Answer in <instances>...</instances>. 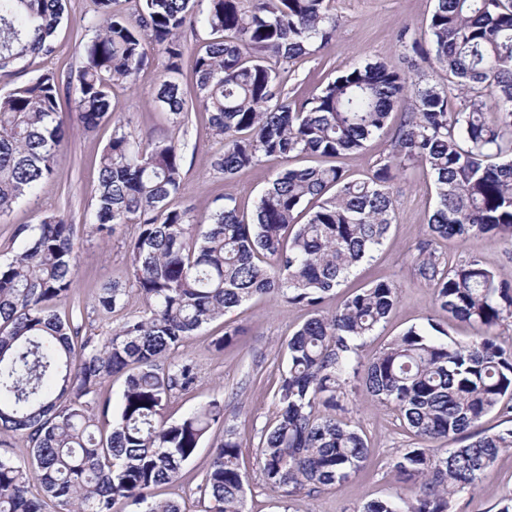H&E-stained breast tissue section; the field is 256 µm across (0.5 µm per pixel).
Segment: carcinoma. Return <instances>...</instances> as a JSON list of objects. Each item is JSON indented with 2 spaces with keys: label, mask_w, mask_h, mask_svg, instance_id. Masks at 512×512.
<instances>
[{
  "label": "carcinoma",
  "mask_w": 512,
  "mask_h": 512,
  "mask_svg": "<svg viewBox=\"0 0 512 512\" xmlns=\"http://www.w3.org/2000/svg\"><path fill=\"white\" fill-rule=\"evenodd\" d=\"M119 2L94 0L71 114L86 133L113 121L86 226L102 241L135 226L127 256L143 310L103 341L81 336L83 311L72 300L75 225L48 214L19 227L21 250L0 263V512H45L49 502L54 512H123L119 504L184 512L156 490L177 482L209 430L224 422V404L213 399L179 421L163 420L173 394L197 377L177 351L203 326L267 293L314 315L288 340L278 419L259 437L264 485L291 497L357 476L369 448L333 413L361 389L394 406L418 440L391 457L414 499L371 500L361 512H453L454 497L475 490L512 449V346L495 332L512 318V276L476 256L450 265L433 247L438 237H512V0H434L425 23L400 33L401 42L413 34L414 53L433 57L445 85L367 62L293 104L265 57L289 63L331 42V0H134L131 18ZM64 12V0H0V74L52 54ZM198 23L214 38L194 49L196 84L187 97L177 81L180 33ZM155 50L167 58L155 102L176 124L192 110L209 113L222 144L213 167L224 177L267 157L323 163L277 172L248 221L231 196L204 216L172 206L183 181L179 142L136 139L111 110L112 87L135 84ZM457 94L460 109L451 105ZM408 95L412 112L392 131V110ZM71 129L50 72L0 94V219L58 177ZM389 130L391 151L371 177L353 179L329 163ZM414 166L436 189L414 274L434 288V305L474 334L448 340L444 324L429 319L365 364L357 341L387 321L397 285L373 282L329 314L320 305L381 246L396 219L391 184ZM125 296L105 284L99 307L113 312ZM119 374L122 403L110 417L99 388ZM493 412L500 428L469 433ZM20 435L31 446L23 463L8 452V438ZM459 439L467 444L442 446ZM240 456L234 430L224 429L202 485L208 512H244L250 475Z\"/></svg>",
  "instance_id": "1"
}]
</instances>
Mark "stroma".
I'll list each match as a JSON object with an SVG mask.
<instances>
[{
    "mask_svg": "<svg viewBox=\"0 0 512 512\" xmlns=\"http://www.w3.org/2000/svg\"><path fill=\"white\" fill-rule=\"evenodd\" d=\"M433 4L434 0H334L333 12L339 24L335 39L317 48L313 55L288 64L285 95L292 101L308 97L350 63L362 59L377 60L396 70L411 67L416 73L431 77V60L402 46L399 33L404 27L420 25L430 15ZM91 18V0H68L65 18L55 33L54 54L28 59L24 78L54 73L60 82V100L68 102V87L83 61L77 36L84 33ZM166 62L163 54L152 53L134 86L113 87L111 107L115 115L124 119L128 131L136 136L171 135L179 140L184 179L175 206L190 207L196 214L204 215L217 200L229 195L236 198L241 213L251 214L268 181L284 168V161L263 159L232 179L215 171L213 155L219 143L210 130L207 114L189 112L175 126L167 112L153 101L157 78ZM111 135L112 127L108 124L93 134L78 128L72 131L60 161L59 176L44 183L36 199L16 205L0 222V262L21 249L23 241L16 235L17 228L37 223L42 214H61L72 223H83L91 208L99 157ZM391 191L396 221L383 244L322 305L324 312L334 311L347 295L373 281L397 284L399 300L387 323L362 342L360 354L366 361L392 337L410 327L425 325L438 315L433 288L418 281L412 269L414 248L423 239L427 216L435 206L433 181L414 167L392 182ZM133 232V227H118L104 242L86 231L78 233L75 250L79 267L73 298L84 310V336L101 339L143 308L140 296L128 289L131 274L127 239ZM435 248L448 263L476 256L488 268L512 274V239H441L436 241ZM107 282L128 291L124 308L112 313L97 306L99 290ZM309 315V309L288 305L279 297L258 295L229 313L225 320L215 321L187 339L182 352L195 362L197 378L189 391L171 398L165 418L171 422L181 420L216 398L224 403V422L211 429L206 443L184 467L180 480L161 489L160 497L179 500L186 512H205L208 502L201 497L199 487L209 468L210 444L222 439L228 426L234 428L242 446L241 466L251 475L244 512H360L368 501L406 491V484L390 469V458L394 449L413 447L415 438L401 423L398 411L373 402L361 391L341 414L344 422L363 432L371 448L366 467L357 478L290 498L278 496L262 483L255 448L261 431L278 415L275 393L286 365V343ZM228 325L242 327L245 333L224 351H215L212 342ZM511 493L512 452L507 451L499 456L476 491L458 494L455 512H497L499 502Z\"/></svg>",
    "mask_w": 512,
    "mask_h": 512,
    "instance_id": "1",
    "label": "stroma"
}]
</instances>
